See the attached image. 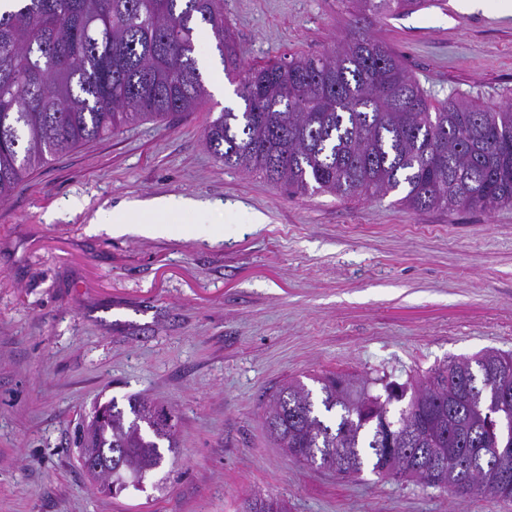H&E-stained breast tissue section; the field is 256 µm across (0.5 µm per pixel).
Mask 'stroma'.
I'll list each match as a JSON object with an SVG mask.
<instances>
[{"mask_svg":"<svg viewBox=\"0 0 512 512\" xmlns=\"http://www.w3.org/2000/svg\"><path fill=\"white\" fill-rule=\"evenodd\" d=\"M224 15L249 63L319 56L360 32L434 99L512 104V14L460 0L393 15L349 0H224ZM195 46L204 109L58 153L0 203V512H243L259 496L288 512H512L297 463L263 424L288 379L402 383L453 357L512 352V207L291 195L224 165L202 131L240 101L214 88V40ZM163 195L204 207L157 236L91 229L99 210ZM134 396L172 409L177 446L142 486L106 494L76 430L94 405Z\"/></svg>","mask_w":512,"mask_h":512,"instance_id":"1","label":"stroma"}]
</instances>
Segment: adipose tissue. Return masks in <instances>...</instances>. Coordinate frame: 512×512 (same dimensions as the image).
Returning <instances> with one entry per match:
<instances>
[{
  "label": "adipose tissue",
  "mask_w": 512,
  "mask_h": 512,
  "mask_svg": "<svg viewBox=\"0 0 512 512\" xmlns=\"http://www.w3.org/2000/svg\"><path fill=\"white\" fill-rule=\"evenodd\" d=\"M199 201L182 196H157L135 203L124 209L119 216L97 214L91 222L105 226L114 234L137 233L154 235L163 232L168 218L201 209Z\"/></svg>",
  "instance_id": "adipose-tissue-1"
}]
</instances>
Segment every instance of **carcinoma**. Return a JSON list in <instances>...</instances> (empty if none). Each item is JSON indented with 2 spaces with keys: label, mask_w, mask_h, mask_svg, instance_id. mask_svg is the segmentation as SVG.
<instances>
[{
  "label": "carcinoma",
  "mask_w": 512,
  "mask_h": 512,
  "mask_svg": "<svg viewBox=\"0 0 512 512\" xmlns=\"http://www.w3.org/2000/svg\"><path fill=\"white\" fill-rule=\"evenodd\" d=\"M359 13L412 10L427 0H348ZM211 32L228 80L242 101L208 122L203 141L226 166L258 172L298 195L338 198L403 192L416 211L512 206V105L450 97L433 102L400 56L367 35H352L318 56L263 66L243 64L224 0H4L0 2V201L56 154L127 126L163 124L198 110L206 98L195 37ZM512 354L484 350L448 362L416 387L397 382L374 394L346 375L314 378L320 404L290 379L264 413L269 436L297 461L341 477L364 468L437 485L427 448L470 457L471 479L448 470L445 490L512 501V491L477 485L487 458L477 448H512V412L494 428L475 411L493 397L497 364ZM410 393L427 419L406 451L386 445L382 418ZM125 411L111 401L79 436L108 462L99 481L118 493L137 486L173 447L176 416L137 397ZM245 512H285L254 498Z\"/></svg>",
  "instance_id": "obj_1"
}]
</instances>
